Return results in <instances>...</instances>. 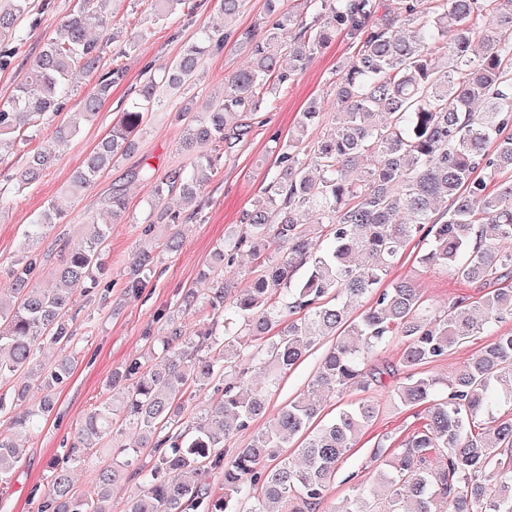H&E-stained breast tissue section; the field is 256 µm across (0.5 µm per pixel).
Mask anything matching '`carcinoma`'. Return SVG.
Wrapping results in <instances>:
<instances>
[{
  "label": "carcinoma",
  "mask_w": 512,
  "mask_h": 512,
  "mask_svg": "<svg viewBox=\"0 0 512 512\" xmlns=\"http://www.w3.org/2000/svg\"><path fill=\"white\" fill-rule=\"evenodd\" d=\"M106 0H81L45 44L15 94L0 104V149L13 147L22 128L58 113L76 87L74 69L93 74L100 50L93 34L108 25ZM153 21H166L189 0H151ZM307 11L267 0L264 31L235 32L251 64L224 76L223 91L204 112H185L181 147L218 141L229 152L278 88L326 49L336 36L353 54L336 66V122L320 129L314 101L294 131L278 142V169L258 204L242 212L241 234L217 248L218 265L203 271L212 288L187 290L184 311L205 309L208 323L189 333L170 322L153 341L157 363H125L112 374L117 397L94 406L76 430L66 462L54 468L37 512H110L112 483L130 476L139 492L128 512H316L338 466L377 417L379 402L362 399L321 415L319 400L290 401L244 448L224 460V441L249 429L265 411L267 394L326 337L335 339L311 381V391L340 394L388 387L407 408L424 407L410 432L369 485L357 484L341 512H512V0H303ZM28 0L0 12V41L10 38ZM495 25L480 29L486 16ZM228 33L202 28L182 52L140 85L136 96L73 177L76 195L135 136L163 88L192 85L200 59L224 49ZM126 77L120 65L99 76L93 92L67 113L17 182L33 181L55 157V146L79 135ZM214 172L211 158L173 168L160 180L148 166L135 176L154 195L177 191L190 205ZM127 211L122 190L105 200V221L90 219L81 242L59 246L56 288L31 284L33 263L17 260L0 282V381L18 379L0 394V493L19 462V438L51 415L57 389L75 369L64 355L51 365L37 352L75 340L67 313L72 290L98 294L108 271L110 224ZM62 211L43 207L27 225L24 248L36 246ZM427 244L424 263L451 269L475 289L435 311L409 280L387 281L414 238ZM250 245L263 258L250 287L227 298L235 254ZM370 299L360 312L355 306ZM492 340L453 376L421 367L483 333ZM395 338L405 348L399 366L372 364ZM35 387L40 397H28ZM198 397L183 417L187 392ZM140 438L124 457L103 466L91 493L74 489L70 466L81 453L110 448L116 419ZM301 439L293 457L278 449ZM152 445L151 464L138 457ZM224 471L215 492L211 473Z\"/></svg>",
  "instance_id": "obj_1"
}]
</instances>
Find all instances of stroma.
<instances>
[{
  "mask_svg": "<svg viewBox=\"0 0 512 512\" xmlns=\"http://www.w3.org/2000/svg\"><path fill=\"white\" fill-rule=\"evenodd\" d=\"M77 3L78 0H29L28 12L19 19L16 38L9 44L11 63L0 69V103L11 97L44 43L58 37L63 21ZM106 12L108 28L98 39L99 70L104 73L121 65L126 70L125 82L113 88L101 111L76 139L57 145L53 163L28 188L17 190L15 178L28 156L41 149L44 132L28 128L19 149L0 151L1 278L6 277L21 256L27 224L48 202H62L65 216L36 247L38 263L32 283L39 288L54 283L51 272L57 263L59 243H74L82 238L88 216L99 211L113 187H123L128 199L126 216L110 227L108 280L112 291L103 302L75 290V370L59 389L54 412L24 440L11 488L6 495H0V512H36L37 502L30 492L36 487L47 489L53 466L63 460L64 440L71 438L94 405L108 397L107 384L113 371L128 360L145 359L148 337L164 336L168 318L178 317L193 329L206 326L203 313H179L180 294L189 289L202 293L210 288V281L202 276L203 270L211 262L215 248L239 232L241 212L259 199L267 173L276 168L278 139L287 137L306 103L318 99L326 119H335L333 73L337 61L352 53L346 41L336 40L296 72L293 81L260 113L258 123L253 124L232 153H225L223 147L211 142L201 146L202 154L220 155L221 161L200 195L199 213L178 224L182 245L171 252L162 247L168 228L153 224L150 215L153 187L136 178L135 173L147 163L161 177L172 168L189 164V155L179 149L184 124L177 117L178 110L188 106L192 111H202L222 86L225 75L246 66L250 57L234 41H226L221 52L202 61L195 82L182 95L162 97L150 114L145 131L137 138L134 152L104 170L82 194L70 196L64 188L73 171L117 120L132 88L139 86L151 70L174 59L200 28L224 23L216 0H191L190 12L158 24L152 21L150 0H107ZM146 26L151 29L146 40L135 51L124 52L130 31ZM143 249L151 251L156 263L138 294L133 295L128 288L134 278L138 253ZM421 252L417 243L408 244L392 266L390 278L413 280L429 304L438 308L447 307L453 297L467 294V286L452 270L421 263ZM332 344V338L327 337L313 346L271 392L266 415L254 420L248 431L228 440V447H246L252 433L265 427L269 415L306 392ZM376 397L380 402L379 414L340 465L322 505L324 512L343 505L355 483L370 481L377 467L372 454L377 445L397 448L417 423L414 409L391 402L382 390Z\"/></svg>",
  "mask_w": 512,
  "mask_h": 512,
  "instance_id": "1",
  "label": "stroma"
}]
</instances>
